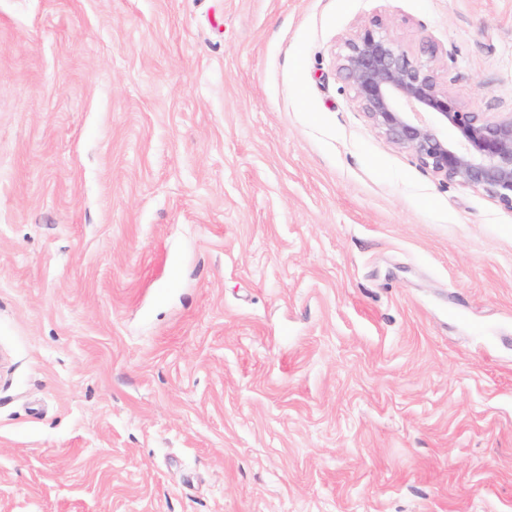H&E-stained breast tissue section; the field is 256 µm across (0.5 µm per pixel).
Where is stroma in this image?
Listing matches in <instances>:
<instances>
[{
    "label": "stroma",
    "instance_id": "1",
    "mask_svg": "<svg viewBox=\"0 0 512 512\" xmlns=\"http://www.w3.org/2000/svg\"><path fill=\"white\" fill-rule=\"evenodd\" d=\"M376 14L512 112V0H0V512H512V210L359 112Z\"/></svg>",
    "mask_w": 512,
    "mask_h": 512
}]
</instances>
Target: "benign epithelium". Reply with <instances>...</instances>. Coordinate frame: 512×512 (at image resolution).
Instances as JSON below:
<instances>
[{"instance_id":"1","label":"benign epithelium","mask_w":512,"mask_h":512,"mask_svg":"<svg viewBox=\"0 0 512 512\" xmlns=\"http://www.w3.org/2000/svg\"><path fill=\"white\" fill-rule=\"evenodd\" d=\"M336 66L358 110L391 144L441 181L481 188L512 210V113L461 103L433 40L422 39L416 54L377 14L343 41Z\"/></svg>"}]
</instances>
